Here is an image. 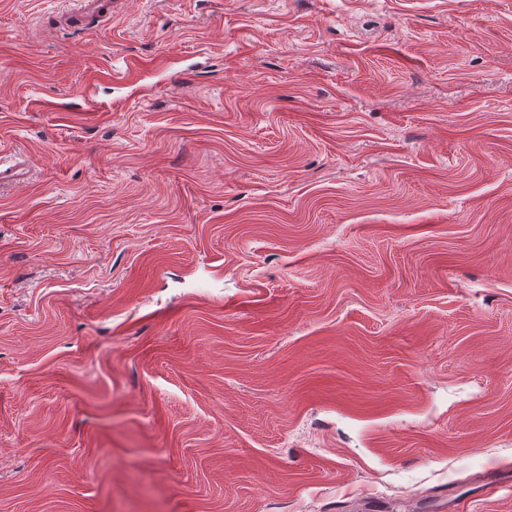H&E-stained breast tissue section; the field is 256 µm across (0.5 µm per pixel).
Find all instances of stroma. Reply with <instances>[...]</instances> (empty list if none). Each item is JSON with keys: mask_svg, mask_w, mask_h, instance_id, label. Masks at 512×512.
Masks as SVG:
<instances>
[{"mask_svg": "<svg viewBox=\"0 0 512 512\" xmlns=\"http://www.w3.org/2000/svg\"><path fill=\"white\" fill-rule=\"evenodd\" d=\"M118 2L0 0V512H512V0ZM77 7L71 10H65L59 13L55 18L64 25H68L74 14L79 10V6H83V16L97 18V26L112 18V9L114 3L112 0H85L75 1Z\"/></svg>", "mask_w": 512, "mask_h": 512, "instance_id": "stroma-1", "label": "stroma"}]
</instances>
